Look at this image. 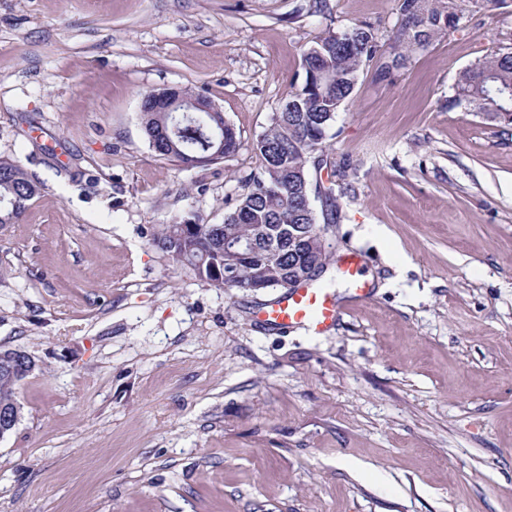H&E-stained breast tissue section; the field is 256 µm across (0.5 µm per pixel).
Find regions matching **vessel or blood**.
Instances as JSON below:
<instances>
[{
    "label": "vessel or blood",
    "mask_w": 512,
    "mask_h": 512,
    "mask_svg": "<svg viewBox=\"0 0 512 512\" xmlns=\"http://www.w3.org/2000/svg\"><path fill=\"white\" fill-rule=\"evenodd\" d=\"M343 271L351 281L352 296L363 299L371 288L363 278L357 258L346 261ZM344 313L336 295L323 288H295L273 305L264 308L261 319L267 324L283 329L300 326L313 333H320L338 323Z\"/></svg>",
    "instance_id": "b4317fda"
}]
</instances>
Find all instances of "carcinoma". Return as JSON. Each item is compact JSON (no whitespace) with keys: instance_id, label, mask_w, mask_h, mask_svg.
Instances as JSON below:
<instances>
[{"instance_id":"1","label":"carcinoma","mask_w":512,"mask_h":512,"mask_svg":"<svg viewBox=\"0 0 512 512\" xmlns=\"http://www.w3.org/2000/svg\"><path fill=\"white\" fill-rule=\"evenodd\" d=\"M411 0H402L398 27L390 50L383 49L378 34L369 24L341 31L353 38L341 41L330 32L303 54L305 80L290 92L271 124L259 137L256 149L262 157L260 170L248 179L249 192L242 197L222 224H199L182 218L163 225L153 243L174 265L189 267L196 277L216 288L224 287V265L235 266L231 287L248 289L262 280L277 288L298 261L290 242L273 240L261 227L286 224L307 238L321 230L320 221L336 222V210L322 218L316 211L311 187L298 188L299 173L310 176L327 164L322 144L356 91L359 72L367 62H375L378 76L385 78L405 64L408 54L426 50L440 32L431 30L425 40L413 31ZM458 7L457 0H420L419 8L435 18L446 8ZM512 87V51L486 59L462 71L456 83L460 101L479 111H494L497 100L492 86ZM141 123L150 147L162 159L175 160L186 167L216 164L238 147L236 133L228 128L224 151L211 146L214 129L226 125L222 112H144ZM35 179L14 161L0 157V228L15 224L34 198ZM249 238L256 251L236 258L224 254V240ZM18 380L0 370V400L18 401Z\"/></svg>"}]
</instances>
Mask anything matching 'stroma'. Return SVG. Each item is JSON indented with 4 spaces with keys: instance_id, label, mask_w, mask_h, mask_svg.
<instances>
[{
    "instance_id": "stroma-1",
    "label": "stroma",
    "mask_w": 512,
    "mask_h": 512,
    "mask_svg": "<svg viewBox=\"0 0 512 512\" xmlns=\"http://www.w3.org/2000/svg\"><path fill=\"white\" fill-rule=\"evenodd\" d=\"M401 0H0V157L40 181L0 230V348L33 355L0 440V512H512V129L456 104L512 45V0L393 82L374 65L325 142L333 328L264 325L280 288H216L152 239L220 224L304 51ZM206 95L223 162L151 150L143 94ZM357 256L372 288L351 303Z\"/></svg>"
}]
</instances>
